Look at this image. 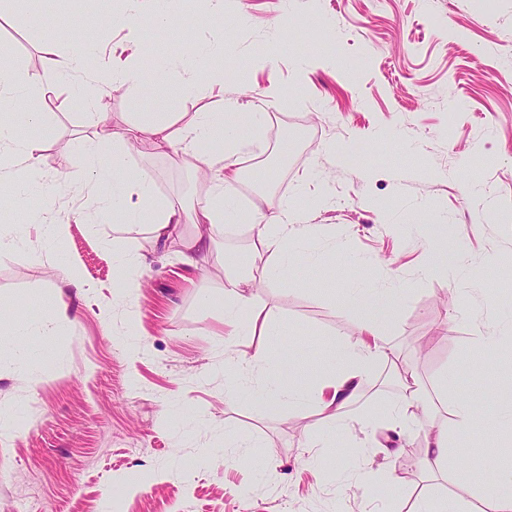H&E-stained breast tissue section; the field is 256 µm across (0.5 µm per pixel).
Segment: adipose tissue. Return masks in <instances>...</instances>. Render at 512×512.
Masks as SVG:
<instances>
[{
  "instance_id": "ef3b65f1",
  "label": "adipose tissue",
  "mask_w": 512,
  "mask_h": 512,
  "mask_svg": "<svg viewBox=\"0 0 512 512\" xmlns=\"http://www.w3.org/2000/svg\"><path fill=\"white\" fill-rule=\"evenodd\" d=\"M100 51L99 41L83 34L74 38L67 56L48 60L40 72L23 75L0 66V106L10 108L14 114L13 120L0 122V179L7 178L15 184L7 201L14 212L30 214L29 202L33 199L40 201L43 210L52 208L55 185L37 184L31 179L32 173L44 163V146L32 136L45 123L41 97L66 83L86 57ZM264 121L261 113L207 106L195 112H168L130 125L125 147L113 148L112 159L106 165L100 161L103 138L84 137L80 140L78 163L70 181L96 195L99 207L107 209L126 226L144 228L155 244L179 245L183 265L196 269L210 258L220 262L224 259L221 240L224 225L239 209V164L247 143L245 133ZM137 148L159 153L173 149L180 152L190 168L205 169L209 180L205 204L190 214L180 203L158 200L150 175L128 174L129 153ZM249 213L251 229L256 235L253 248L268 255L269 260L262 266L251 267L244 275L238 274L234 267H225L224 300L218 307L225 324L238 332L260 336L261 341L245 361L225 365V388L230 392L242 391L243 374L259 366L266 378L257 389L258 415L290 407L315 409L324 414L327 422L339 423L342 410L361 392L376 360L386 355L383 340L394 319L397 300L394 295L374 288H356L347 293L343 305L359 310L363 322L357 340L335 336L327 344L329 397L316 396L298 386L291 375L293 364L289 354L271 353L269 344L264 343L268 329L254 307L249 290L256 282L271 276L282 282L292 278L299 257L291 252L290 246L302 227V213L263 195L250 201ZM188 221L193 222L196 233L187 240L182 227ZM62 232V225L40 224L31 238L0 234V256L27 246L35 256L52 258L78 294H88L90 284L69 263L61 247ZM382 418L403 429L414 425L424 427L427 432L424 465L440 470L448 465L449 449L464 451L475 431L487 434L499 421H511L512 403L503 405L492 416L479 412L469 402L460 401L455 404L450 420L443 422L438 418L437 408L414 380L406 382L401 396L384 409ZM487 464L491 473L479 484L480 501L488 512H512V455L489 456Z\"/></svg>"
}]
</instances>
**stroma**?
<instances>
[{
	"label": "stroma",
	"instance_id": "stroma-1",
	"mask_svg": "<svg viewBox=\"0 0 512 512\" xmlns=\"http://www.w3.org/2000/svg\"><path fill=\"white\" fill-rule=\"evenodd\" d=\"M210 5L184 0L180 17L141 27L129 64L144 88L105 87L108 141L121 142L132 122L219 100L262 108L268 119L243 156V197L301 207L319 191L328 200L306 216L295 278L252 290L273 344L292 353L299 382H313L327 338L359 334L340 295L387 288L400 300L385 336L391 359L344 409L343 429L314 411L258 416L253 399L224 391L225 363L251 354L258 337L224 341L220 314L200 303L220 298L221 269L185 267L175 249L152 248L87 194L62 189L45 218L65 225V253L96 290L78 298L60 268L25 248L0 259V310L35 317L58 299L69 308L43 341L0 322V410L18 429L0 433V512L21 496L25 512H412L424 495L473 501V472L489 451L512 453V432L493 442L473 435L468 463L452 454L447 470L430 473L422 429L398 434L377 421L409 370L429 389L455 371L436 402L443 419L462 398L490 409L512 384V363L477 346L512 325V0H224L230 47L187 62V45L218 36ZM30 13V0L0 8V62L23 74L41 70L45 47L63 53L69 42L61 25L30 28ZM186 80L196 96L174 98ZM43 111L44 173L59 180L98 117L71 82ZM129 164L152 177L158 198L204 204L207 181L178 153H136ZM435 224L449 225L448 253L470 270L458 282L423 273ZM116 248L146 257L133 271L142 288L132 306ZM24 351L38 356L26 374L15 364ZM181 412L195 419L191 434L177 426ZM228 430L261 445L264 473L252 457L201 461ZM314 440L327 448L319 468Z\"/></svg>",
	"mask_w": 512,
	"mask_h": 512
}]
</instances>
